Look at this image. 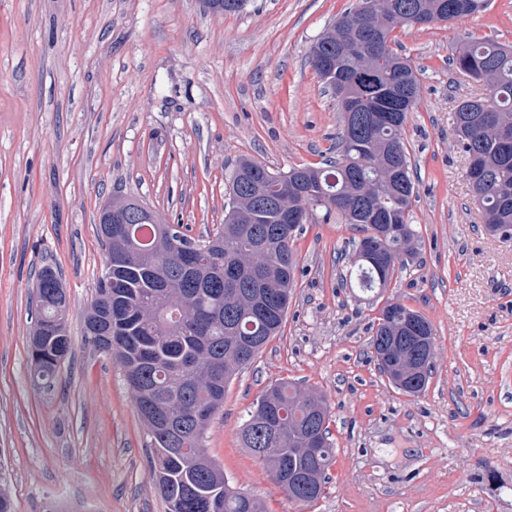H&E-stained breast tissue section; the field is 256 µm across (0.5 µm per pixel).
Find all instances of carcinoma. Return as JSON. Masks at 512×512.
<instances>
[{
	"mask_svg": "<svg viewBox=\"0 0 512 512\" xmlns=\"http://www.w3.org/2000/svg\"><path fill=\"white\" fill-rule=\"evenodd\" d=\"M246 0H207L222 14L237 11ZM412 5L420 21L393 20L373 13L366 19L373 34L371 50L355 56L344 52L354 37L352 17L365 12L370 0L336 19L313 44L309 63L324 85L359 114L393 106L395 95L411 92L408 111L392 122L355 123L337 136L338 155L317 166L273 172L245 158L233 168L227 185L224 223L205 239L194 238L170 224L136 198L109 197L99 210V223L116 230L103 241L112 263V283L99 275L84 321L85 341L114 356L134 393L146 427L158 416L174 417L184 426L169 437L149 434L154 451L152 477L167 512H266L256 497L231 488L223 470L201 449L203 434L224 404V393L237 372L277 335L288 312L294 288L297 256L293 247L303 226L317 211L327 218L339 213L345 223L371 232L368 210H382L397 230L375 238L374 260L350 264L349 283L363 290L384 292L396 266L418 255V233L409 221L416 188L411 158L403 139L408 113L418 98L413 67L394 49L393 32L403 26L424 27L435 19L446 23L486 11L491 0H386ZM452 65L487 91L485 120L476 127L459 125L466 113L454 112L455 132L468 160L466 178L480 207L487 231L501 236L512 231V48L488 39H470L456 48ZM146 210L141 224L124 223L129 210ZM189 248L210 245L224 258L220 276L184 277L180 257L171 250L172 233ZM265 253L255 266L251 254ZM59 273L45 265L36 274L35 326L53 327L69 336V305L57 302ZM112 313V341L99 342L91 331ZM413 320L433 339L431 322L406 305L386 300L373 337L404 335ZM31 372L51 388L63 361L55 343L36 334L29 337ZM249 449L270 471L289 498L318 500L335 448L329 440V410L325 400L295 383L282 381L264 390L240 433ZM309 448L318 449L312 457ZM313 475L306 492L288 482V473Z\"/></svg>",
	"mask_w": 512,
	"mask_h": 512,
	"instance_id": "1",
	"label": "carcinoma"
}]
</instances>
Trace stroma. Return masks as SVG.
I'll use <instances>...</instances> for the list:
<instances>
[{
    "instance_id": "35a3bbf8",
    "label": "stroma",
    "mask_w": 512,
    "mask_h": 512,
    "mask_svg": "<svg viewBox=\"0 0 512 512\" xmlns=\"http://www.w3.org/2000/svg\"><path fill=\"white\" fill-rule=\"evenodd\" d=\"M356 2L248 0L216 14L206 0H0V485L15 512H166L123 370L83 336L105 264L98 208L132 195L204 236L224 221L240 159L285 172L335 154L341 112L308 56ZM394 36L419 84L403 130L419 256L385 295L364 292L343 279L359 230L335 215L304 225L283 327L233 377L202 439L267 512H512V241L489 235L471 201L453 119L482 87L450 62L467 37L512 45V0ZM46 264L68 292L72 337L50 390L28 367ZM389 297L434 328L417 396L370 346ZM282 380L330 410L336 456L312 504L284 494L239 438Z\"/></svg>"
}]
</instances>
